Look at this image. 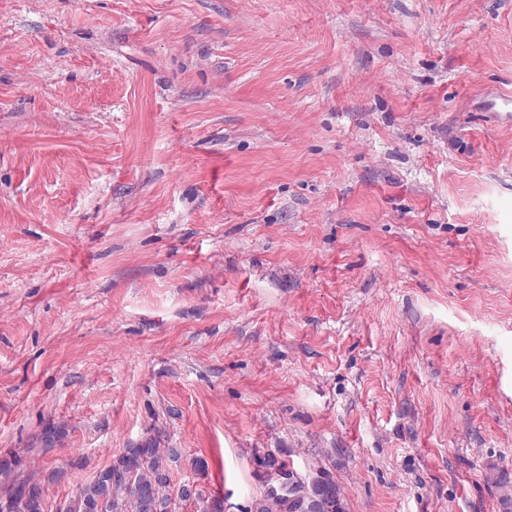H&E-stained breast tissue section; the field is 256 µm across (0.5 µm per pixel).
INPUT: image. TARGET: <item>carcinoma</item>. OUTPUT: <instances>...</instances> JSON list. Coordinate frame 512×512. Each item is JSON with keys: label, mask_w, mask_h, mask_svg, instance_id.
Instances as JSON below:
<instances>
[{"label": "carcinoma", "mask_w": 512, "mask_h": 512, "mask_svg": "<svg viewBox=\"0 0 512 512\" xmlns=\"http://www.w3.org/2000/svg\"><path fill=\"white\" fill-rule=\"evenodd\" d=\"M151 438L127 448L80 484L69 499L67 512H224V500L207 494L200 483L207 470L204 460L189 458V475L173 481V465L182 449L161 446ZM53 469L44 477L23 475V461L0 457V512H48L47 486L68 479L67 467ZM247 512H343L336 485L323 478L299 483L252 501Z\"/></svg>", "instance_id": "obj_1"}]
</instances>
